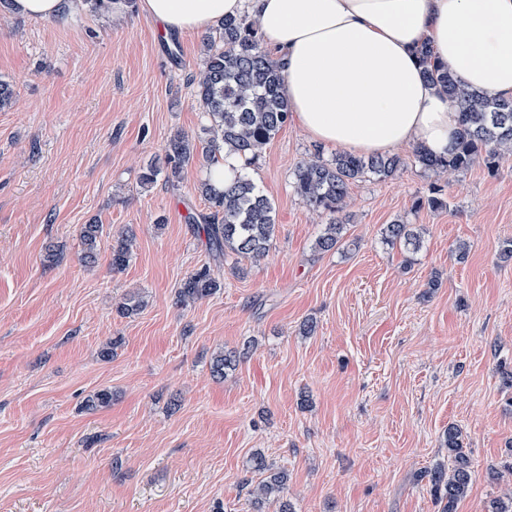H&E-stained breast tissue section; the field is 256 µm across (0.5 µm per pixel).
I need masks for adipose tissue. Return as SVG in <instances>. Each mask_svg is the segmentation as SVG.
Here are the masks:
<instances>
[{
  "label": "adipose tissue",
  "mask_w": 512,
  "mask_h": 512,
  "mask_svg": "<svg viewBox=\"0 0 512 512\" xmlns=\"http://www.w3.org/2000/svg\"><path fill=\"white\" fill-rule=\"evenodd\" d=\"M162 32L189 34L251 13L278 64L290 118L313 141L357 155L416 145L447 155L459 114L416 53L462 86L512 99V0H140Z\"/></svg>",
  "instance_id": "ef3b65f1"
}]
</instances>
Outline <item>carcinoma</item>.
Here are the masks:
<instances>
[{"mask_svg": "<svg viewBox=\"0 0 512 512\" xmlns=\"http://www.w3.org/2000/svg\"><path fill=\"white\" fill-rule=\"evenodd\" d=\"M202 64L191 83L196 102L207 115L205 137L194 139L181 132L174 134L166 150L167 179H177L184 166L200 157L214 164L222 153L232 152L243 165L252 164L262 149L288 124V106L280 93L282 76L278 65L262 50L257 22L246 16L228 18L214 34L202 39ZM425 64L424 75L440 87L459 113V131L455 147L446 157H437L423 148L414 150L415 161L425 170L464 174L480 162L488 173H498L501 163L512 155V100L489 92L468 90L456 83L448 70L432 62L427 46L417 50ZM405 166L397 155L360 156L336 152L325 159L317 154L299 161L294 170L295 191L314 209L332 216L315 244L322 253L334 249L344 237L345 224L337 218L344 212L350 184L374 177L386 180L396 176ZM199 190L211 204L205 218L210 250L216 257L228 254L259 261L268 256L276 232L274 207L257 185L244 172L217 186L203 179ZM434 210L448 208V198L434 187L417 202ZM99 224H85L80 231L84 259L92 261L101 247ZM382 237L386 244L402 246L416 252L420 233L411 224L396 220L385 225ZM132 239L125 236L112 246V269H123L131 255ZM223 283L208 266L189 274L179 291L183 304L206 298ZM251 351L246 343L239 350L221 352L212 358L211 373L219 378L245 360ZM449 466L431 474V491L443 504L442 512H455L457 503L467 496L472 482L469 456L463 446L461 430L447 431ZM249 472L264 478L253 484L247 475L242 487L251 496L254 512L272 502L277 512H292L285 497L288 473L273 467L260 453L249 460Z\"/></svg>", "mask_w": 512, "mask_h": 512, "instance_id": "1", "label": "carcinoma"}]
</instances>
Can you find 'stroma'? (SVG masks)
<instances>
[{
	"mask_svg": "<svg viewBox=\"0 0 512 512\" xmlns=\"http://www.w3.org/2000/svg\"><path fill=\"white\" fill-rule=\"evenodd\" d=\"M202 38L124 6L58 20L0 5V79L16 91L0 109V512H252L239 480L258 452L287 470L294 512H440L423 475L447 463L452 425L472 470L456 512H487L491 472L512 461V161L451 178L403 148L396 178L351 184L342 244L319 253L328 218L294 169L333 150L290 123L247 169L275 208L268 256L214 257L204 168L139 183L175 132L208 124L189 83ZM434 184L448 208H417ZM397 219L418 252L383 241ZM204 264L221 289L180 304ZM133 293L146 305L123 316ZM247 341L214 378L213 355ZM102 389L111 406L86 410ZM100 224H84L80 231L84 259L93 261L101 247L102 229ZM251 347L252 345L248 342L240 350L220 352L215 355L210 364L211 373L216 377L223 378L226 370L234 369L237 364L249 356Z\"/></svg>",
	"mask_w": 512,
	"mask_h": 512,
	"instance_id": "1",
	"label": "stroma"
}]
</instances>
